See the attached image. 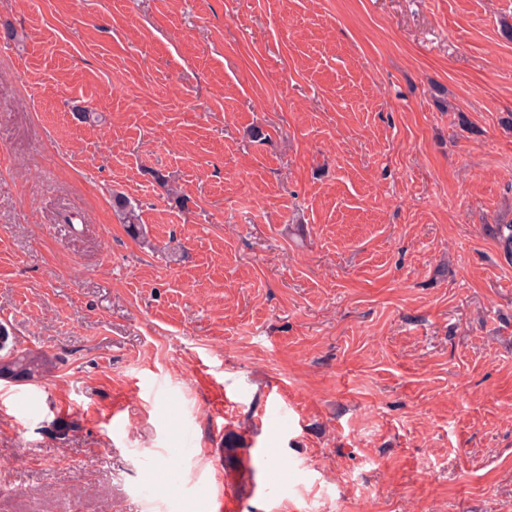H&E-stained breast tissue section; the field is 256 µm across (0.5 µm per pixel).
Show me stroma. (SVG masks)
<instances>
[{"label": "stroma", "instance_id": "35a3bbf8", "mask_svg": "<svg viewBox=\"0 0 512 512\" xmlns=\"http://www.w3.org/2000/svg\"><path fill=\"white\" fill-rule=\"evenodd\" d=\"M5 22L0 512H512V0ZM112 208L121 220V224L126 227L129 236L138 239L144 235L143 224H140L139 215L128 197L123 194H113ZM0 380L11 383L32 381L57 367L63 359L44 352L18 349L7 326L0 324Z\"/></svg>", "mask_w": 512, "mask_h": 512}]
</instances>
